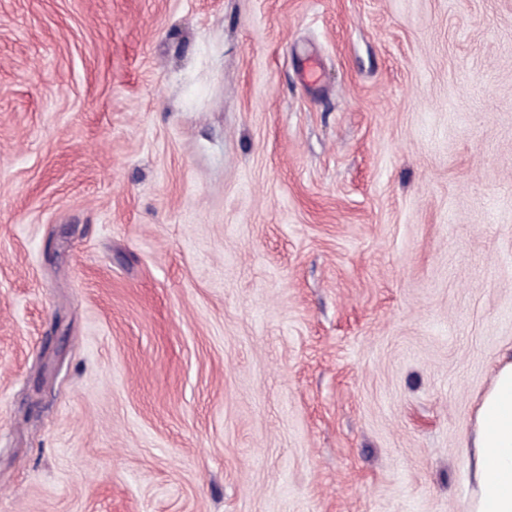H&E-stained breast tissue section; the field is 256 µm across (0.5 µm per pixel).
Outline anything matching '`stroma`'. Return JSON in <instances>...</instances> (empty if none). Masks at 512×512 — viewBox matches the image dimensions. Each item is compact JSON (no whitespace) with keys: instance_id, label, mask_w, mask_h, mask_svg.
<instances>
[{"instance_id":"1","label":"stroma","mask_w":512,"mask_h":512,"mask_svg":"<svg viewBox=\"0 0 512 512\" xmlns=\"http://www.w3.org/2000/svg\"><path fill=\"white\" fill-rule=\"evenodd\" d=\"M511 354L512 0H0V512H468Z\"/></svg>"}]
</instances>
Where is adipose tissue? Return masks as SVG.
Wrapping results in <instances>:
<instances>
[{
    "label": "adipose tissue",
    "mask_w": 512,
    "mask_h": 512,
    "mask_svg": "<svg viewBox=\"0 0 512 512\" xmlns=\"http://www.w3.org/2000/svg\"><path fill=\"white\" fill-rule=\"evenodd\" d=\"M469 512H512V358L500 361L467 444Z\"/></svg>",
    "instance_id": "1"
}]
</instances>
